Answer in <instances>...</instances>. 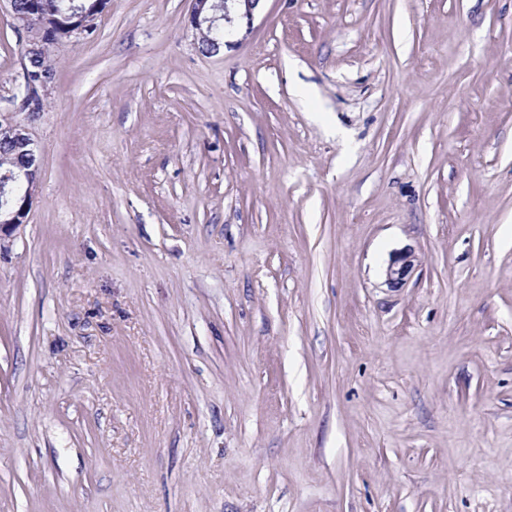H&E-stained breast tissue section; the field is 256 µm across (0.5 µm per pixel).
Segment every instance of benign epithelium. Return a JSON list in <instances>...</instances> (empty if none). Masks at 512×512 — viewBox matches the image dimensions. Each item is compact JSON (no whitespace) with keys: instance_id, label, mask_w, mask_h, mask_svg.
<instances>
[{"instance_id":"benign-epithelium-1","label":"benign epithelium","mask_w":512,"mask_h":512,"mask_svg":"<svg viewBox=\"0 0 512 512\" xmlns=\"http://www.w3.org/2000/svg\"><path fill=\"white\" fill-rule=\"evenodd\" d=\"M259 2L260 0H190L191 25L199 35V39L208 40V48L205 49V52L216 54L220 48L229 43L227 37L231 35V32L228 29L224 30L218 39L207 38V32L217 28L218 20L222 19L229 25L243 18L250 21ZM105 5V0H97L90 9L74 12L64 23L53 17H46L38 28L31 31L25 56L40 59L50 57L52 48L60 37L87 28L94 16L102 11ZM1 142L15 144L23 154V163L20 165L21 173L6 172L0 175V186L4 188L10 183L26 181L21 204L15 209L0 210V233H8L23 223L32 204L37 188V153L29 134L17 124L0 122ZM416 262L417 256L410 248L395 253L385 272L386 284L391 288L403 287L415 270Z\"/></svg>"}]
</instances>
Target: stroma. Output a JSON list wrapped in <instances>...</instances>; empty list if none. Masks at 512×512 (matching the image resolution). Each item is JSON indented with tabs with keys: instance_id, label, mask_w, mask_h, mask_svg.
I'll return each instance as SVG.
<instances>
[{
	"instance_id": "1",
	"label": "stroma",
	"mask_w": 512,
	"mask_h": 512,
	"mask_svg": "<svg viewBox=\"0 0 512 512\" xmlns=\"http://www.w3.org/2000/svg\"><path fill=\"white\" fill-rule=\"evenodd\" d=\"M189 14L108 0L33 114L0 0V512H512V0ZM191 4L190 22L199 35L198 39H208V48L202 49L207 54H216L226 44L233 43L227 40L232 32L227 29L226 23L231 25L237 19L252 20L255 9L261 0H189ZM224 19V32L220 38H208L211 29L217 28V21ZM206 28L207 33L203 31ZM1 142L14 143L23 154V163L20 165L21 173L6 172L0 176V186L4 189L9 183L14 187L18 181L25 180L27 185L22 202L16 209L2 211L0 209V237L2 232L9 233L19 224L23 223L36 192L37 153L33 140L24 128L17 124H3L0 121V171L17 169L16 153L14 149ZM31 168V169H30ZM417 256L411 248H406L394 254L387 266L386 284L392 288L403 287L415 270Z\"/></svg>"
}]
</instances>
